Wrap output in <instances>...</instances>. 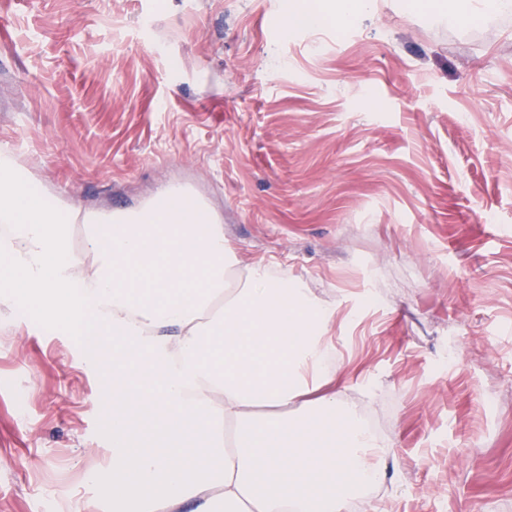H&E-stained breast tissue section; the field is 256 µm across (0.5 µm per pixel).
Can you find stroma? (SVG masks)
Wrapping results in <instances>:
<instances>
[{"label":"stroma","mask_w":512,"mask_h":512,"mask_svg":"<svg viewBox=\"0 0 512 512\" xmlns=\"http://www.w3.org/2000/svg\"><path fill=\"white\" fill-rule=\"evenodd\" d=\"M288 2L0 0V147L87 211L191 189L239 255L339 304L383 512H512V12L374 0L286 38ZM111 431L75 337L0 317V512H81Z\"/></svg>","instance_id":"35a3bbf8"}]
</instances>
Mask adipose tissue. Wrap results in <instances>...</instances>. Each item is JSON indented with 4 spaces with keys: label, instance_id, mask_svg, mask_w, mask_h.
Returning a JSON list of instances; mask_svg holds the SVG:
<instances>
[{
    "label": "adipose tissue",
    "instance_id": "adipose-tissue-1",
    "mask_svg": "<svg viewBox=\"0 0 512 512\" xmlns=\"http://www.w3.org/2000/svg\"><path fill=\"white\" fill-rule=\"evenodd\" d=\"M87 221L0 152V309L67 324L112 397V512H348L381 445L336 390V303L237 254L206 202Z\"/></svg>",
    "mask_w": 512,
    "mask_h": 512
}]
</instances>
